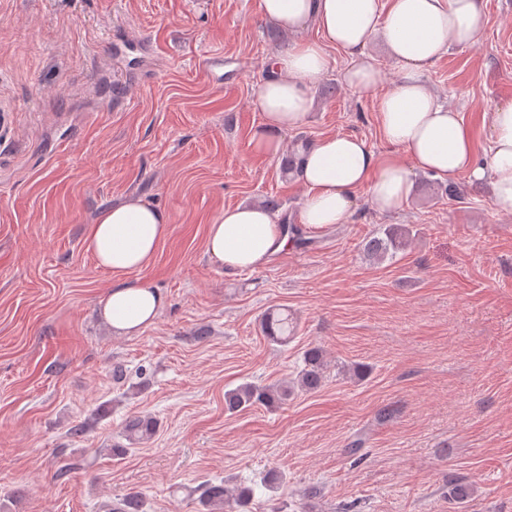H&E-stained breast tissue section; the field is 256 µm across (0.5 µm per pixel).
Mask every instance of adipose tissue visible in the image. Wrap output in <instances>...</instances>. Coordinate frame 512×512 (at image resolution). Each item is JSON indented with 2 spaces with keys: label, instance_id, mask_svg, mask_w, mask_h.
Here are the masks:
<instances>
[{
  "label": "adipose tissue",
  "instance_id": "1",
  "mask_svg": "<svg viewBox=\"0 0 512 512\" xmlns=\"http://www.w3.org/2000/svg\"><path fill=\"white\" fill-rule=\"evenodd\" d=\"M485 7L486 0H258L261 16L295 41L271 56L269 73L256 87L262 122L251 133L252 155L279 154L281 133L304 124L313 105L312 88L330 69L328 48L347 58L343 79L359 94L378 85L368 53L372 38H381L401 65L393 86L378 98L385 151L372 150L356 136L331 134L304 153L296 173L307 190L301 224L321 229L346 223L361 191L377 212H398L409 200L418 171L450 182L463 175L489 182L494 206L512 212V102L489 113L490 144L482 156L462 114L441 104L426 80L449 45L465 49L478 43ZM310 28L319 39H302ZM168 231L167 215L138 199L102 209L88 225L86 251L118 278L100 307L114 335L152 324L162 309L158 291L127 275L151 262ZM288 246L283 221L257 204L226 208L206 238L207 253L229 271L260 269Z\"/></svg>",
  "mask_w": 512,
  "mask_h": 512
}]
</instances>
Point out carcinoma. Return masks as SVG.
I'll return each instance as SVG.
<instances>
[{"mask_svg":"<svg viewBox=\"0 0 512 512\" xmlns=\"http://www.w3.org/2000/svg\"><path fill=\"white\" fill-rule=\"evenodd\" d=\"M406 246L404 235L393 227L377 229L365 244L366 253L378 260L396 254ZM264 333L277 343L288 340L294 334L292 319L284 316L277 318L266 316L262 322ZM327 361L319 347H310L303 354V368L297 377L277 386H260L252 383L242 384L224 393L227 411L234 413L255 404L275 405L288 400L295 390L314 391L324 379ZM157 422L148 415L134 416L126 424V439L129 444L149 440L156 433ZM195 499L197 512H226L233 506L244 512L252 502L255 490L250 486L206 482L199 489ZM472 486L457 475L448 476V501L462 509L472 498ZM112 512H146L145 500L137 492H130L120 502L112 506Z\"/></svg>","mask_w":512,"mask_h":512,"instance_id":"obj_1","label":"carcinoma"}]
</instances>
